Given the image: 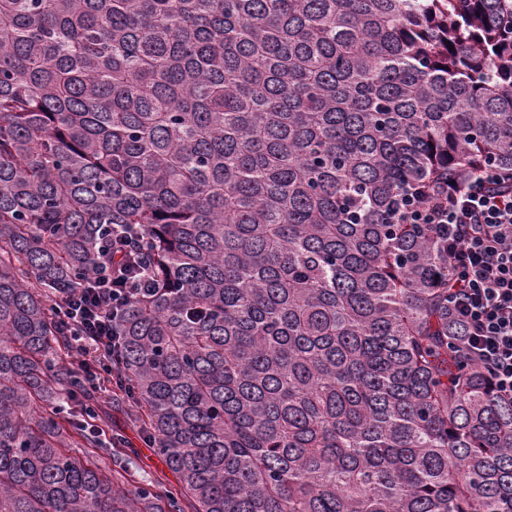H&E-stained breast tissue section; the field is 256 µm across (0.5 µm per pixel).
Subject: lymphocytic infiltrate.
Returning <instances> with one entry per match:
<instances>
[{"instance_id":"1","label":"lymphocytic infiltrate","mask_w":512,"mask_h":512,"mask_svg":"<svg viewBox=\"0 0 512 512\" xmlns=\"http://www.w3.org/2000/svg\"><path fill=\"white\" fill-rule=\"evenodd\" d=\"M395 224H429L448 244L451 316L459 351L488 374L497 397L512 401V174L490 167L399 203ZM112 272L104 283L64 293L58 308L75 325V350L89 381L111 374L113 313L156 283L141 256L146 240L113 225Z\"/></svg>"}]
</instances>
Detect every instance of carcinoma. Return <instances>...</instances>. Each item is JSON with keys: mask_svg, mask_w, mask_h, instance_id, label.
<instances>
[{"mask_svg": "<svg viewBox=\"0 0 512 512\" xmlns=\"http://www.w3.org/2000/svg\"><path fill=\"white\" fill-rule=\"evenodd\" d=\"M484 165L512 171V0H0V512H512L445 244L388 222ZM114 224L158 286L112 402L163 493L63 364L54 302ZM96 396L98 397L100 407V418L106 420L109 433L123 434L128 441L126 446L137 448L139 451L137 457L131 458L129 465L131 472L135 475V480L139 481L142 478L150 479L159 492H164V489L176 486L174 476L158 455L154 453L152 448H147L138 431L131 425H128L122 409L115 404L112 405L111 393L105 392L100 394V392H96Z\"/></svg>", "mask_w": 512, "mask_h": 512, "instance_id": "obj_1", "label": "carcinoma"}]
</instances>
